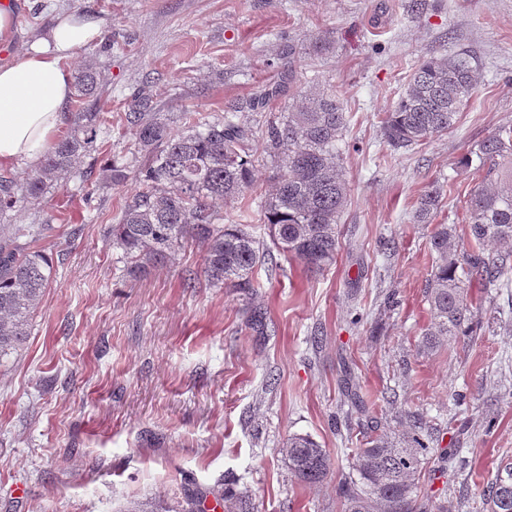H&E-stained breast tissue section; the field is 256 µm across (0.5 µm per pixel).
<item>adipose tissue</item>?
<instances>
[{"mask_svg":"<svg viewBox=\"0 0 512 512\" xmlns=\"http://www.w3.org/2000/svg\"><path fill=\"white\" fill-rule=\"evenodd\" d=\"M100 32L94 12H57L20 55L0 64V170L36 165L51 149L72 96L71 64Z\"/></svg>","mask_w":512,"mask_h":512,"instance_id":"ef3b65f1","label":"adipose tissue"}]
</instances>
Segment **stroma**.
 I'll return each instance as SVG.
<instances>
[{
	"instance_id": "stroma-1",
	"label": "stroma",
	"mask_w": 512,
	"mask_h": 512,
	"mask_svg": "<svg viewBox=\"0 0 512 512\" xmlns=\"http://www.w3.org/2000/svg\"><path fill=\"white\" fill-rule=\"evenodd\" d=\"M9 0L22 52L52 11H93L110 55L84 59L111 92L108 131L94 158L52 189L40 212L15 208L10 224L48 227L38 248L53 277L23 350L0 365V512H121L188 488L248 496L254 512H341L337 484L363 424L404 430L422 414L436 452L419 484L434 501L470 503L512 462V294L465 285L476 335L419 350L430 324L431 225L420 195L442 191L437 222L455 224L478 184L466 153L512 126V0ZM305 57L289 70L288 53ZM470 51L476 88L453 129L393 150L379 116L392 109L427 53ZM282 94L253 115L262 126L320 87L348 119L342 169L350 186L336 260L312 274L296 260L259 268L252 291L210 287L200 245L141 277L116 263L109 231L134 181L88 188L78 174L127 155L121 117L146 90L157 111L216 116L266 85ZM213 205L225 222L267 237L259 204L272 180ZM456 226L466 239L464 225ZM352 366L369 411L342 415L338 381ZM466 399L453 405L451 395ZM292 434L326 448L334 471L295 480L281 453Z\"/></svg>"
}]
</instances>
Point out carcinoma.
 <instances>
[{
    "label": "carcinoma",
    "mask_w": 512,
    "mask_h": 512,
    "mask_svg": "<svg viewBox=\"0 0 512 512\" xmlns=\"http://www.w3.org/2000/svg\"><path fill=\"white\" fill-rule=\"evenodd\" d=\"M476 85L475 59L462 50L454 55L430 52L419 62L393 109L380 120L383 139L398 150L451 130ZM79 106L73 130L56 140L40 165L20 183L0 180V217L17 204L39 205L59 182L68 179L74 162L98 150L97 138L107 123L104 80L90 63L74 77ZM281 85L237 103L234 111L210 119L199 112L171 116L156 112L151 95L132 97L124 126L133 137L131 160L96 170L83 183L119 184L132 178L134 193L125 201L110 232L112 248L121 251L126 274L139 277L174 257L191 241L205 247L203 273L210 286L249 289L254 272L279 254L317 273L336 259L338 224L350 188L341 167L346 115L336 92L305 95L296 111L274 116L261 130L277 176L262 205L270 242L251 234L244 224H223L210 208L212 200L237 197L253 182L256 131L248 113L280 95ZM177 122L182 132L173 134ZM476 173L485 186L471 194L465 223L476 245H512V127L500 128L479 146ZM440 204V191L422 195L418 210L427 223ZM43 224H19L0 236V362L18 354L30 336L53 274L51 258L31 243ZM434 265L425 298L430 325L420 348L431 351L446 337L472 332V310L464 283L480 279L509 286L512 265L506 255L467 251L456 241V228L436 225L430 236ZM408 431L396 439L373 426L357 439L348 474L338 484L343 512H416L421 493L416 475L433 453L431 433L418 413L407 414ZM288 470L298 481L315 486L333 468L326 449L309 435L293 434L283 443ZM207 492L185 494L181 512H201ZM487 512H512V464L500 467L481 494ZM124 512H169L163 499L133 501Z\"/></svg>",
    "instance_id": "carcinoma-1"
}]
</instances>
